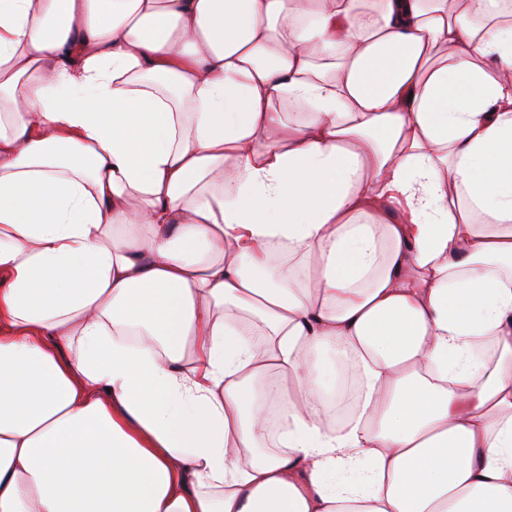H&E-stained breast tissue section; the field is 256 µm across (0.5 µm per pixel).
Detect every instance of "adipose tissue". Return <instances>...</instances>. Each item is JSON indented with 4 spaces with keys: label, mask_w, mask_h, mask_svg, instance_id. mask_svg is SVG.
<instances>
[{
    "label": "adipose tissue",
    "mask_w": 512,
    "mask_h": 512,
    "mask_svg": "<svg viewBox=\"0 0 512 512\" xmlns=\"http://www.w3.org/2000/svg\"><path fill=\"white\" fill-rule=\"evenodd\" d=\"M0 512H512V0H0Z\"/></svg>",
    "instance_id": "obj_1"
}]
</instances>
